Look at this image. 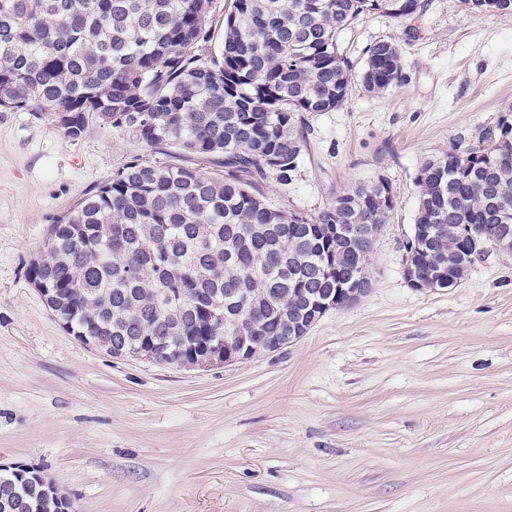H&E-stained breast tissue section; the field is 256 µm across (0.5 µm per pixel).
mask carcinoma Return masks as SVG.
<instances>
[{
    "label": "carcinoma",
    "instance_id": "cac0c4a2",
    "mask_svg": "<svg viewBox=\"0 0 512 512\" xmlns=\"http://www.w3.org/2000/svg\"><path fill=\"white\" fill-rule=\"evenodd\" d=\"M512 15V0H461ZM421 0H0V111H31L72 139L93 115L129 139L224 165L221 178L134 155L52 225L28 268L68 333L113 341L165 336L171 365L204 337L268 335L283 310L300 317L335 288L321 271L368 263L372 240L351 224H384L386 179L331 194L315 214L286 212L263 190L288 189L306 145L304 114L346 100L341 33L360 16L406 18ZM222 28L216 40V28ZM399 45L366 50L364 86L403 80ZM416 223L437 224L426 276L448 274L458 224H512V107L479 140L426 161L415 178ZM346 226L336 236V225ZM41 472L0 473V488L54 512Z\"/></svg>",
    "mask_w": 512,
    "mask_h": 512
}]
</instances>
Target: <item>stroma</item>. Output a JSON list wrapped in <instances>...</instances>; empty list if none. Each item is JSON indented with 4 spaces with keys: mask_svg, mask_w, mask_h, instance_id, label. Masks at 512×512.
Wrapping results in <instances>:
<instances>
[{
    "mask_svg": "<svg viewBox=\"0 0 512 512\" xmlns=\"http://www.w3.org/2000/svg\"><path fill=\"white\" fill-rule=\"evenodd\" d=\"M422 2L343 32L357 72L369 45L398 43L403 82L372 94L356 80L340 108L307 114L295 184L264 188L313 214L386 178L372 288L244 363L115 360L54 320L27 275L49 226L131 156L160 153L94 121L73 140L0 112V463L38 468L76 512H512V256L426 290L403 249L421 165L512 106V16Z\"/></svg>",
    "mask_w": 512,
    "mask_h": 512,
    "instance_id": "obj_1",
    "label": "stroma"
}]
</instances>
